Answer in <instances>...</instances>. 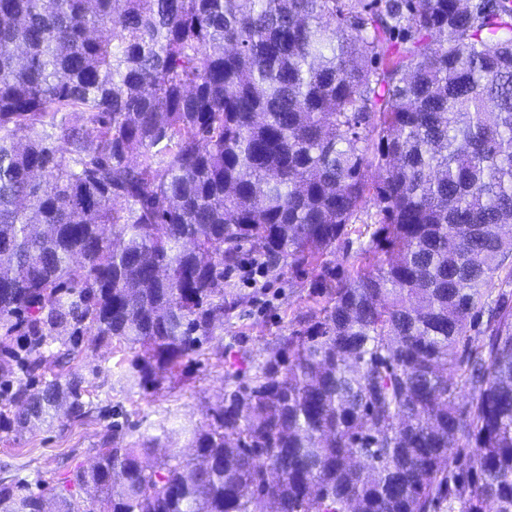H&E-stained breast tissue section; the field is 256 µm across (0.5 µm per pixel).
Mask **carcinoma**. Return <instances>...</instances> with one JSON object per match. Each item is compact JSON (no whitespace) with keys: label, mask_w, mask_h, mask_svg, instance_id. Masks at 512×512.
Here are the masks:
<instances>
[{"label":"carcinoma","mask_w":512,"mask_h":512,"mask_svg":"<svg viewBox=\"0 0 512 512\" xmlns=\"http://www.w3.org/2000/svg\"><path fill=\"white\" fill-rule=\"evenodd\" d=\"M509 225L512 0H0L1 431L193 361L246 246L319 288L206 426L0 512H512ZM352 243L348 244L345 242L336 243V246L332 248L325 256V261L328 267L338 270L346 267L350 263L356 261L360 253V243L352 236Z\"/></svg>","instance_id":"1"}]
</instances>
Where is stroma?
I'll return each mask as SVG.
<instances>
[{"instance_id":"1","label":"stroma","mask_w":512,"mask_h":512,"mask_svg":"<svg viewBox=\"0 0 512 512\" xmlns=\"http://www.w3.org/2000/svg\"><path fill=\"white\" fill-rule=\"evenodd\" d=\"M312 280L309 274L271 273L264 289L258 290L244 283L242 270H234L224 295L231 311L224 317L223 332L188 369L166 376L153 390L120 380L123 354L109 346L85 352L73 369L87 376L97 368L106 375L105 386L95 389L92 398H107L121 407L125 425L135 434L156 435L186 420L203 425L224 397L227 370L241 367L246 359L262 361L307 313L313 304ZM102 430V421L91 419L65 432L45 426L34 432L0 433V475L18 470L39 488L61 487L74 470L94 461Z\"/></svg>"}]
</instances>
